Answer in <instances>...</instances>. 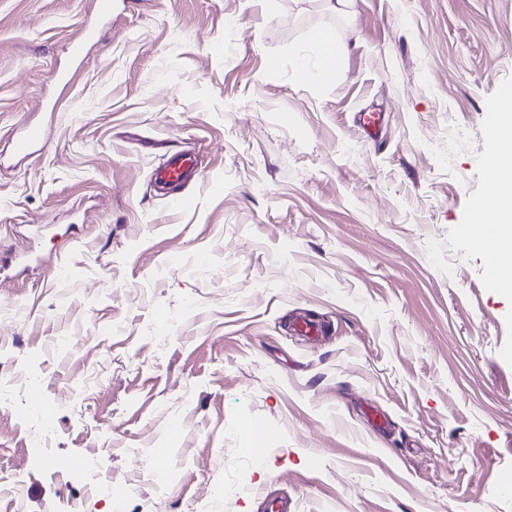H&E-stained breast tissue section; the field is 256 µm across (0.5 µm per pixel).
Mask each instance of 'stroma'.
<instances>
[{
	"label": "stroma",
	"mask_w": 512,
	"mask_h": 512,
	"mask_svg": "<svg viewBox=\"0 0 512 512\" xmlns=\"http://www.w3.org/2000/svg\"><path fill=\"white\" fill-rule=\"evenodd\" d=\"M506 83L512 0H0V512H512V293L464 232ZM44 136L45 132L41 126L30 125L13 140L12 150L17 156L26 157L37 144L43 142ZM196 168L197 161L193 153L182 151L171 154L157 167L155 183L164 186H179Z\"/></svg>",
	"instance_id": "obj_1"
}]
</instances>
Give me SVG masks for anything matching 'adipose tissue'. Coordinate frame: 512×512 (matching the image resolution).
Instances as JSON below:
<instances>
[{"mask_svg": "<svg viewBox=\"0 0 512 512\" xmlns=\"http://www.w3.org/2000/svg\"><path fill=\"white\" fill-rule=\"evenodd\" d=\"M496 146L498 155L487 162L484 173L487 186L494 189L502 204L497 245L490 255L494 269L512 266V166L506 162L512 156V142L500 140Z\"/></svg>", "mask_w": 512, "mask_h": 512, "instance_id": "1", "label": "adipose tissue"}]
</instances>
